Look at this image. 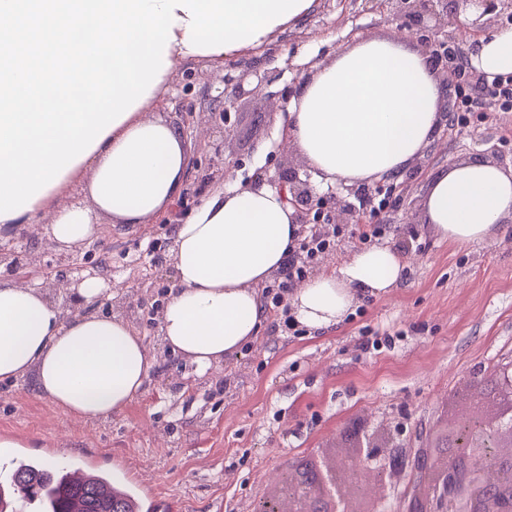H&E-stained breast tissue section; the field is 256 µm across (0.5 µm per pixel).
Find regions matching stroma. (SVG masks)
Listing matches in <instances>:
<instances>
[{
  "label": "stroma",
  "instance_id": "35a3bbf8",
  "mask_svg": "<svg viewBox=\"0 0 512 512\" xmlns=\"http://www.w3.org/2000/svg\"><path fill=\"white\" fill-rule=\"evenodd\" d=\"M395 25L384 0H320L298 26L257 50L173 72L153 114L172 122L189 110L195 125L183 132L191 166L166 222L115 224L104 215L99 236L77 248L80 263L106 267L112 315L133 325L156 358L145 391L110 419L81 422L65 418L30 380L0 382V434L51 465L92 460L154 512H257L278 474L345 446L343 433L354 421L372 429L402 425L407 450L425 447L465 384L512 363V222L490 241L454 246L429 231L422 211L428 179L440 167L491 160L495 148L512 162V111L464 99L457 74L443 67L437 73L457 125L440 124L401 176L374 237H362L351 223L337 225L333 247L305 264L311 275L365 247L388 245L411 258L397 288L317 333L299 323L286 327L289 302L267 305L258 340L204 378L164 349L160 319L149 314L175 283L174 227L203 191L259 168L271 177L295 171L313 179L300 153L276 144L282 90L297 86L337 46ZM250 67L265 82L233 100L227 121L216 119L212 101L223 97L227 77ZM0 242L25 251L35 266L48 259L50 244L37 222L20 220ZM386 335L392 346L369 348Z\"/></svg>",
  "mask_w": 512,
  "mask_h": 512
}]
</instances>
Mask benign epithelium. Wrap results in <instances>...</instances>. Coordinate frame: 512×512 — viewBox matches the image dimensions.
<instances>
[{
    "mask_svg": "<svg viewBox=\"0 0 512 512\" xmlns=\"http://www.w3.org/2000/svg\"><path fill=\"white\" fill-rule=\"evenodd\" d=\"M469 11L477 18L488 17L500 26L512 25V0H391L395 19L424 33L430 56L455 65L468 61L464 41L448 32V4ZM489 99L496 97L498 81L483 74L459 69ZM283 198L297 209L305 224H334L336 213L356 224L362 222L359 210L347 196L335 206L336 195H319L307 181L290 174ZM46 268L59 273L66 287L75 288L86 279L75 272L71 250L56 242ZM25 255L15 249H0V276L16 277ZM467 399L470 413L455 419L442 443L406 452L397 442L400 428L381 433H364L365 426L353 427L358 444L342 461L311 467L288 476L281 493L288 498V509L280 500L266 501L260 512H382V505L402 477L411 479L400 512H512V364L498 374L496 396L470 384Z\"/></svg>",
    "mask_w": 512,
    "mask_h": 512,
    "instance_id": "7a95c632",
    "label": "benign epithelium"
}]
</instances>
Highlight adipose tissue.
Listing matches in <instances>:
<instances>
[{
    "label": "adipose tissue",
    "instance_id": "adipose-tissue-1",
    "mask_svg": "<svg viewBox=\"0 0 512 512\" xmlns=\"http://www.w3.org/2000/svg\"><path fill=\"white\" fill-rule=\"evenodd\" d=\"M470 62L491 76L512 74V28L479 38ZM166 88L163 81L154 86L22 216L50 213L51 239L74 247L99 235L96 213L117 224L162 214L188 171L181 131L145 115ZM445 97L409 35H366L336 48L300 82L282 115L285 139L326 182L394 177L433 142ZM81 177L93 208L59 200L63 185ZM423 208L440 239L487 242L512 221V174L487 161L450 164L432 174ZM300 232L294 208L276 190L228 182L205 193L174 229L176 285L160 318L165 348L203 376L255 340L265 319L258 289L280 271ZM404 268L391 247L363 249L295 288L294 318L317 330L336 326L362 299L397 287ZM153 364L123 319L90 311L65 317L41 289L0 281V380L31 379L70 419H101L124 408L142 393Z\"/></svg>",
    "mask_w": 512,
    "mask_h": 512
}]
</instances>
